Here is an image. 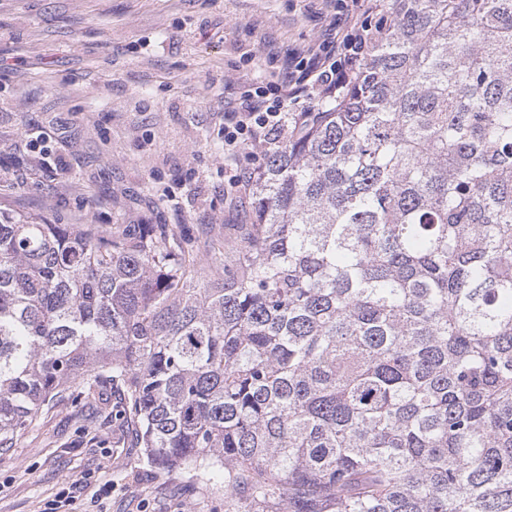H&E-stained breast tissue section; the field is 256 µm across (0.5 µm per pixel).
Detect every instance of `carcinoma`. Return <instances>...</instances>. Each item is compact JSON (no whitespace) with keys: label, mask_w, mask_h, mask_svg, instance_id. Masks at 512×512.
Here are the masks:
<instances>
[{"label":"carcinoma","mask_w":512,"mask_h":512,"mask_svg":"<svg viewBox=\"0 0 512 512\" xmlns=\"http://www.w3.org/2000/svg\"><path fill=\"white\" fill-rule=\"evenodd\" d=\"M206 280L166 224L0 211V447L126 395L224 512H512V0H385Z\"/></svg>","instance_id":"1"}]
</instances>
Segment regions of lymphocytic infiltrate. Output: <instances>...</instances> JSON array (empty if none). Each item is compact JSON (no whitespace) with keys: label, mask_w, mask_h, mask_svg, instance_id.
Listing matches in <instances>:
<instances>
[{"label":"lymphocytic infiltrate","mask_w":512,"mask_h":512,"mask_svg":"<svg viewBox=\"0 0 512 512\" xmlns=\"http://www.w3.org/2000/svg\"><path fill=\"white\" fill-rule=\"evenodd\" d=\"M375 8V0H336L332 33L293 58V79L251 85L241 96L240 110L225 113L224 167L232 187L244 184L241 155L266 154L288 131L298 98L333 96L353 85L376 40L370 22Z\"/></svg>","instance_id":"obj_1"}]
</instances>
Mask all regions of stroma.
<instances>
[{
	"label": "stroma",
	"instance_id": "35a3bbf8",
	"mask_svg": "<svg viewBox=\"0 0 512 512\" xmlns=\"http://www.w3.org/2000/svg\"><path fill=\"white\" fill-rule=\"evenodd\" d=\"M331 0H0V210L51 224H172L214 266L246 192L224 173V115L333 21ZM120 388L55 401L0 448V512H43L89 474L83 512H224L151 466Z\"/></svg>",
	"mask_w": 512,
	"mask_h": 512
}]
</instances>
